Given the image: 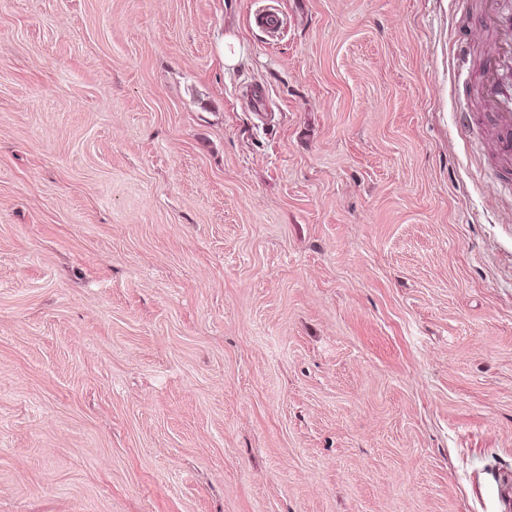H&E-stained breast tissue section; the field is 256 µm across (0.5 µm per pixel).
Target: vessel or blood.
Masks as SVG:
<instances>
[{
    "instance_id": "vessel-or-blood-1",
    "label": "vessel or blood",
    "mask_w": 512,
    "mask_h": 512,
    "mask_svg": "<svg viewBox=\"0 0 512 512\" xmlns=\"http://www.w3.org/2000/svg\"><path fill=\"white\" fill-rule=\"evenodd\" d=\"M482 22L493 36L475 94L494 131L493 149L512 163V9L503 0H482Z\"/></svg>"
}]
</instances>
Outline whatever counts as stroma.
<instances>
[{
  "mask_svg": "<svg viewBox=\"0 0 512 512\" xmlns=\"http://www.w3.org/2000/svg\"><path fill=\"white\" fill-rule=\"evenodd\" d=\"M488 40L479 0H0V512H499Z\"/></svg>",
  "mask_w": 512,
  "mask_h": 512,
  "instance_id": "1",
  "label": "stroma"
}]
</instances>
